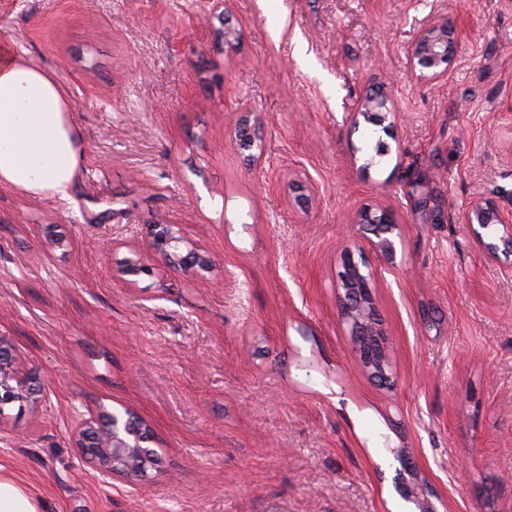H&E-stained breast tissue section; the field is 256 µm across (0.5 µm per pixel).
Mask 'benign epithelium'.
Instances as JSON below:
<instances>
[{
    "instance_id": "benign-epithelium-1",
    "label": "benign epithelium",
    "mask_w": 512,
    "mask_h": 512,
    "mask_svg": "<svg viewBox=\"0 0 512 512\" xmlns=\"http://www.w3.org/2000/svg\"><path fill=\"white\" fill-rule=\"evenodd\" d=\"M211 16L221 24L218 38L230 44L240 39L238 28L224 13V0H211ZM461 29L451 17H432L421 28L407 52L411 74L437 81L448 73V66L461 46ZM359 111L377 113L376 121L382 122L396 114V106L384 88L370 89L361 99ZM462 221L473 229L478 243L489 257L512 268V210L505 211L494 202L478 199L462 213ZM353 223L368 231L369 242L379 255L391 261L396 248L392 235L398 227L395 211L387 206L366 204L356 213ZM152 248L176 271L189 272L206 265L207 255L187 242L176 226L155 224ZM337 288L341 318L351 330V335L381 336L377 307L369 278L362 275L359 262L350 248L340 257ZM45 398V385L37 374L25 367V361L11 341L0 336V414L4 408L18 405V410L36 408ZM78 446L95 465L99 478L107 482L116 474L145 475L146 452L143 448L151 436L143 424L127 415L104 413L99 417L80 419L75 423Z\"/></svg>"
}]
</instances>
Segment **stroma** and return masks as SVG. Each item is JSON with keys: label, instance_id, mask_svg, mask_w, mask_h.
Returning a JSON list of instances; mask_svg holds the SVG:
<instances>
[{"label": "stroma", "instance_id": "stroma-1", "mask_svg": "<svg viewBox=\"0 0 512 512\" xmlns=\"http://www.w3.org/2000/svg\"><path fill=\"white\" fill-rule=\"evenodd\" d=\"M6 2L0 32L70 92L83 166L68 202L0 187V335L47 390L0 417V476L40 512H512V270L461 221L512 208V0H226L233 49L209 0ZM433 16L464 35L428 83L407 50ZM385 80L397 118L357 115ZM370 203L398 214L393 262L346 235ZM155 224L208 268L161 270ZM347 247L387 385L339 314ZM113 410L151 433L147 479L81 455L75 421ZM211 4V16L216 18L221 24V28L217 30L218 38L221 40L224 38L225 44L238 41L241 36L240 30L231 24V21L224 13V1L212 0Z\"/></svg>", "mask_w": 512, "mask_h": 512}]
</instances>
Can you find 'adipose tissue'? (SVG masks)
Segmentation results:
<instances>
[{"label": "adipose tissue", "mask_w": 512, "mask_h": 512, "mask_svg": "<svg viewBox=\"0 0 512 512\" xmlns=\"http://www.w3.org/2000/svg\"><path fill=\"white\" fill-rule=\"evenodd\" d=\"M81 172L68 90L50 70L0 50V186L67 200Z\"/></svg>", "instance_id": "obj_1"}]
</instances>
